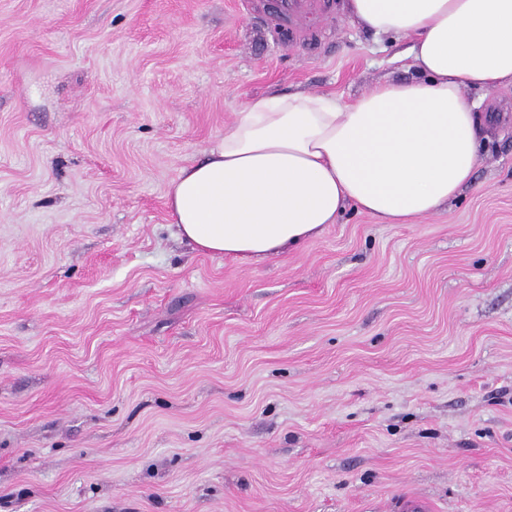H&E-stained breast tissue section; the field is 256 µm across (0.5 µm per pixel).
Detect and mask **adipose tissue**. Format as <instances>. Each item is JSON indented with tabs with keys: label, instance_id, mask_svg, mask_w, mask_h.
I'll return each mask as SVG.
<instances>
[{
	"label": "adipose tissue",
	"instance_id": "ef3b65f1",
	"mask_svg": "<svg viewBox=\"0 0 512 512\" xmlns=\"http://www.w3.org/2000/svg\"><path fill=\"white\" fill-rule=\"evenodd\" d=\"M380 38H407L410 80L349 103L272 93L248 101L205 160L167 191L181 237L199 251L263 260L300 247L347 207L416 224L468 186L479 105L466 89L512 85V0H348Z\"/></svg>",
	"mask_w": 512,
	"mask_h": 512
}]
</instances>
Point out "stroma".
<instances>
[{"instance_id":"obj_1","label":"stroma","mask_w":512,"mask_h":512,"mask_svg":"<svg viewBox=\"0 0 512 512\" xmlns=\"http://www.w3.org/2000/svg\"><path fill=\"white\" fill-rule=\"evenodd\" d=\"M0 0V512H512V86L473 184L263 261L167 190L273 92L409 79L321 0ZM318 0H279L281 15L288 26H302L305 14L318 5Z\"/></svg>"}]
</instances>
